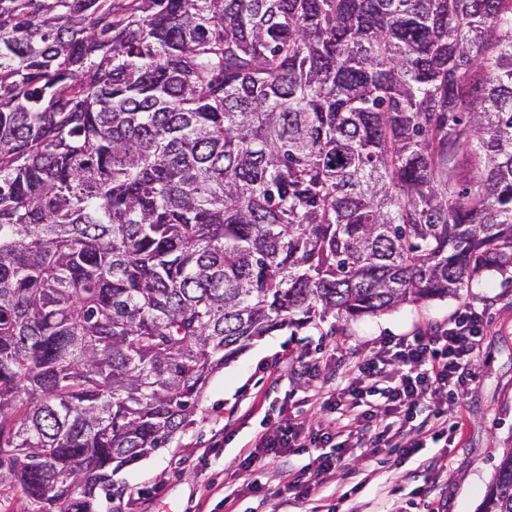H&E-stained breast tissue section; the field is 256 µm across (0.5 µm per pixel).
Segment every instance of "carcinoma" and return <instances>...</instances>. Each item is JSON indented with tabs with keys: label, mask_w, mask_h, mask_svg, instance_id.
<instances>
[{
	"label": "carcinoma",
	"mask_w": 512,
	"mask_h": 512,
	"mask_svg": "<svg viewBox=\"0 0 512 512\" xmlns=\"http://www.w3.org/2000/svg\"><path fill=\"white\" fill-rule=\"evenodd\" d=\"M512 272V0H0V490L98 512L285 329ZM480 512H512V450Z\"/></svg>",
	"instance_id": "obj_1"
}]
</instances>
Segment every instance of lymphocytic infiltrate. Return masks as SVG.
<instances>
[{"mask_svg": "<svg viewBox=\"0 0 512 512\" xmlns=\"http://www.w3.org/2000/svg\"><path fill=\"white\" fill-rule=\"evenodd\" d=\"M483 340L484 315L470 306L448 324L385 338L370 356L348 367L344 380L325 396L324 417L301 422L282 418L275 429L249 443L242 466L317 449L310 467L290 475L285 484L311 503L352 441L376 453L391 449L404 461L428 442L459 435L460 418L449 415L446 407L448 391L466 384Z\"/></svg>", "mask_w": 512, "mask_h": 512, "instance_id": "1", "label": "lymphocytic infiltrate"}]
</instances>
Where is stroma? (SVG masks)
<instances>
[{
	"label": "stroma",
	"mask_w": 512,
	"mask_h": 512,
	"mask_svg": "<svg viewBox=\"0 0 512 512\" xmlns=\"http://www.w3.org/2000/svg\"><path fill=\"white\" fill-rule=\"evenodd\" d=\"M486 313L487 329L473 379L448 394V410L462 422L449 441L448 472L435 486L440 512H478L495 467L512 448V276L490 273L460 296L405 304L356 321L326 322L263 337L213 374L191 423L170 445L112 476V494L99 512H305L284 490L288 470L306 468L312 456L266 459L241 473L239 456L255 435L275 428L279 409L296 419L322 415L318 393L334 388L345 366L367 356L381 339L410 336L448 322L463 306ZM437 448L423 449L395 468L380 453L369 468L368 451L352 448L321 504L328 512H421L411 494L428 475ZM261 486L259 495L241 487Z\"/></svg>",
	"instance_id": "obj_1"
}]
</instances>
